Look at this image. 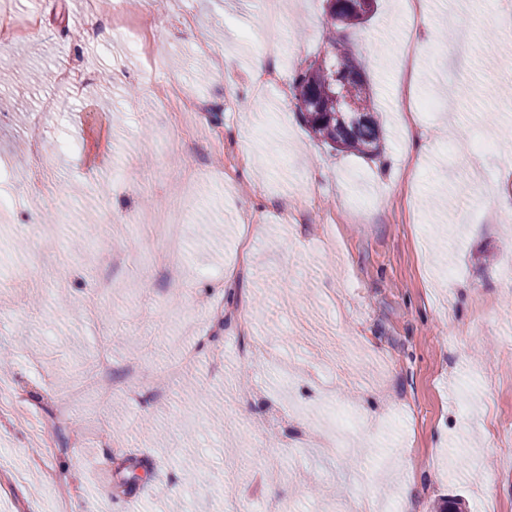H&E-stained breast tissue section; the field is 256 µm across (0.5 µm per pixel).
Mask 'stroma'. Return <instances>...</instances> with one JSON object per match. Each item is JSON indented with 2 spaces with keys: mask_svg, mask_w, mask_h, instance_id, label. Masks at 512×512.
Returning <instances> with one entry per match:
<instances>
[{
  "mask_svg": "<svg viewBox=\"0 0 512 512\" xmlns=\"http://www.w3.org/2000/svg\"><path fill=\"white\" fill-rule=\"evenodd\" d=\"M144 2L162 33L153 67L86 0H0V15L42 21L0 42V385L27 387L26 414L0 420L15 484L0 512H224L231 497L244 512H354L370 492L391 512L409 489L417 512L455 498L512 512V40L492 27L512 5L427 0L414 98L433 108L405 130L408 15L377 0L342 30L383 125L369 159L314 138L295 109L293 77L327 50L326 0H297L268 32L281 81L260 88L244 34L267 0ZM182 13L193 27L173 25ZM72 62L77 88L56 79ZM170 81L214 105L241 171L205 126L183 153L154 95ZM176 200L180 232L163 221ZM285 204L327 221L277 222ZM103 245L126 257L105 293ZM164 253L178 277L153 262ZM103 349L115 381L132 361L143 374L104 402ZM326 397L348 421L324 455Z\"/></svg>",
  "mask_w": 512,
  "mask_h": 512,
  "instance_id": "stroma-1",
  "label": "stroma"
}]
</instances>
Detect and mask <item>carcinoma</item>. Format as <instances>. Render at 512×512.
<instances>
[{"instance_id": "obj_1", "label": "carcinoma", "mask_w": 512, "mask_h": 512, "mask_svg": "<svg viewBox=\"0 0 512 512\" xmlns=\"http://www.w3.org/2000/svg\"><path fill=\"white\" fill-rule=\"evenodd\" d=\"M376 0H334L328 45L335 52L315 60L293 79L295 107L308 130L335 150L372 156L379 150L381 127L365 80L336 27L364 23Z\"/></svg>"}]
</instances>
